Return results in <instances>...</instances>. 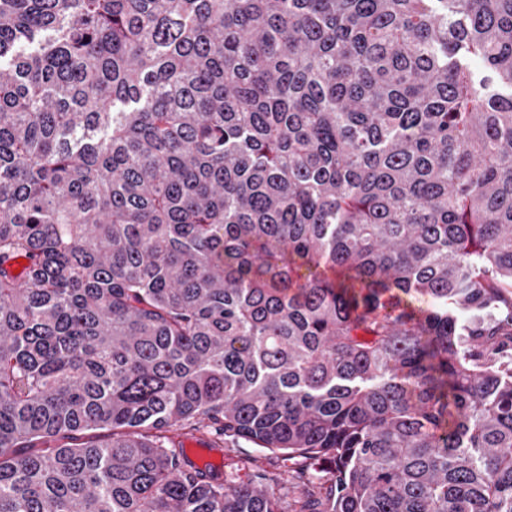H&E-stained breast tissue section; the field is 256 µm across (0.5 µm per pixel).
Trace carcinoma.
Masks as SVG:
<instances>
[{
    "label": "carcinoma",
    "mask_w": 512,
    "mask_h": 512,
    "mask_svg": "<svg viewBox=\"0 0 512 512\" xmlns=\"http://www.w3.org/2000/svg\"><path fill=\"white\" fill-rule=\"evenodd\" d=\"M282 471L512 512V0H0V512ZM265 452L250 442L240 440L234 444L224 445V454L221 456L224 461V475L235 484H246L251 479L254 464L273 468L265 459ZM222 458L216 462L221 464Z\"/></svg>",
    "instance_id": "1"
}]
</instances>
